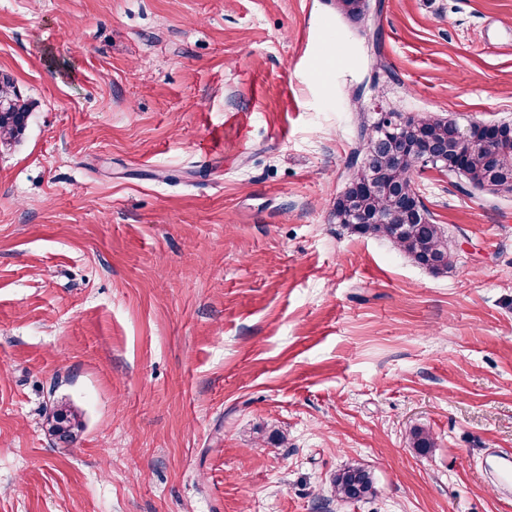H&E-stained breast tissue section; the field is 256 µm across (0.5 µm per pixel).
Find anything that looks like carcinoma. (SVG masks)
I'll use <instances>...</instances> for the list:
<instances>
[{"mask_svg":"<svg viewBox=\"0 0 512 512\" xmlns=\"http://www.w3.org/2000/svg\"><path fill=\"white\" fill-rule=\"evenodd\" d=\"M336 12L352 22L364 15L358 0H335ZM0 138L16 140L27 128L33 104L16 90L12 78L0 77ZM487 140L484 130L470 122L461 125L453 119L431 113L378 112L369 118L359 113V145L351 163L344 190L336 197L332 217L336 223L361 236L381 237L435 275H444L453 266L448 240L417 195L415 176L426 167L427 155L443 151L463 172L470 195L489 183L497 185L491 198L512 196V129ZM386 224H371L378 216ZM48 431L63 444L72 443L82 423L67 403L58 404L47 419ZM410 443L422 453L436 447L433 436L423 430L411 432ZM332 488L343 501L358 502L374 494L369 471L351 463L333 476Z\"/></svg>","mask_w":512,"mask_h":512,"instance_id":"carcinoma-1","label":"carcinoma"}]
</instances>
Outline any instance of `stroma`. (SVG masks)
I'll use <instances>...</instances> for the list:
<instances>
[{"label": "stroma", "instance_id": "stroma-1", "mask_svg": "<svg viewBox=\"0 0 512 512\" xmlns=\"http://www.w3.org/2000/svg\"><path fill=\"white\" fill-rule=\"evenodd\" d=\"M0 73V512H512V196L419 174L443 276L331 217L360 107L512 123V0H0ZM0 102L3 104L0 110V138L4 141L16 140L27 128L33 104L20 95L7 74L0 78ZM48 431L63 444L72 443L82 423L77 413L67 403L58 404L47 419ZM332 488L337 498L358 502L374 494L373 479L359 463H351L333 476Z\"/></svg>", "mask_w": 512, "mask_h": 512}]
</instances>
